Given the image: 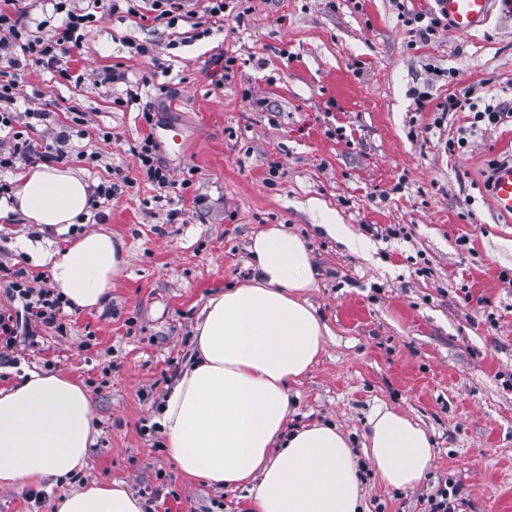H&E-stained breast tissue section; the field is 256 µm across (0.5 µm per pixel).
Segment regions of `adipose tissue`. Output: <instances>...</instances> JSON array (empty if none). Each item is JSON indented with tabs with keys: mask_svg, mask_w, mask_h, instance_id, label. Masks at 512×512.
<instances>
[{
	"mask_svg": "<svg viewBox=\"0 0 512 512\" xmlns=\"http://www.w3.org/2000/svg\"><path fill=\"white\" fill-rule=\"evenodd\" d=\"M91 204L88 182L71 169L36 166L0 210L40 232L61 233ZM248 251L250 282L212 296L194 328L195 356L181 369L156 417L168 460L184 474L246 491L251 512H360L357 462L332 424L288 429L298 382L318 361L330 329L308 299L317 272L304 239L284 226L256 233ZM48 266L73 308L102 307L125 263L110 230L95 229L66 246L31 252ZM364 446L375 474L391 488L415 487L436 451L415 420L376 406ZM98 432L89 393L62 374L24 370L0 390V488L74 475ZM56 512H144L125 484L93 483L65 493Z\"/></svg>",
	"mask_w": 512,
	"mask_h": 512,
	"instance_id": "adipose-tissue-1",
	"label": "adipose tissue"
}]
</instances>
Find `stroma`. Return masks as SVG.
<instances>
[{
    "instance_id": "1",
    "label": "stroma",
    "mask_w": 512,
    "mask_h": 512,
    "mask_svg": "<svg viewBox=\"0 0 512 512\" xmlns=\"http://www.w3.org/2000/svg\"><path fill=\"white\" fill-rule=\"evenodd\" d=\"M206 5L187 0L171 25L150 11H95L81 48L61 61L83 72L81 85L41 66L20 71L13 111L45 110L36 129L67 131L64 167L93 187L122 186L54 245L104 227L127 261L103 308L70 310L65 334L41 330L37 346L0 361V388L26 368L83 385L99 431L77 477L0 489V512H54L62 493L112 480L147 512L159 487L176 493L169 512H248L244 491L167 459L155 415L193 354L200 310L252 278L247 246L273 224L306 240L318 272L309 300L332 330L292 386L289 426L332 422L348 435L366 512H424V494L443 481L460 512H512V217L494 211L485 188L489 161L512 155V125L478 130L452 152L449 139L472 116L436 118L451 95L480 106L512 98V8L497 0L478 32L425 39L401 14L434 0H238L240 25ZM221 55L235 58L230 73L215 65ZM115 67L125 81L97 84ZM133 88L139 99L125 105ZM73 105L83 125L72 123ZM146 107L149 127L138 118ZM171 126L184 153L166 146ZM145 133L172 187L147 181L129 153ZM332 221L366 249L326 233ZM39 237L20 215L0 216V265L25 270L36 288L50 271L23 243ZM377 404L435 441L414 488L383 487L365 455Z\"/></svg>"
}]
</instances>
